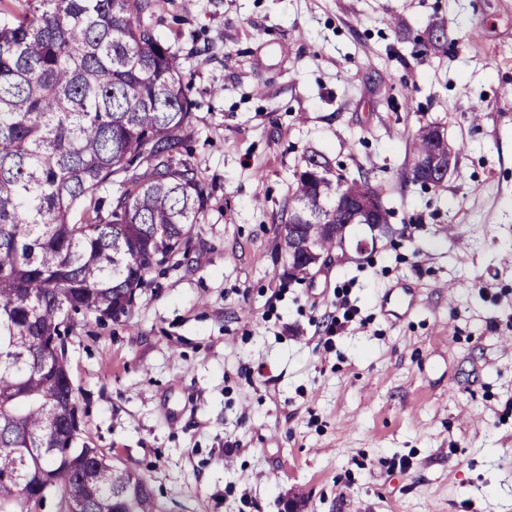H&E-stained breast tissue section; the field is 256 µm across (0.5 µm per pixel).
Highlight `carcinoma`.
Wrapping results in <instances>:
<instances>
[{
  "label": "carcinoma",
  "mask_w": 512,
  "mask_h": 512,
  "mask_svg": "<svg viewBox=\"0 0 512 512\" xmlns=\"http://www.w3.org/2000/svg\"><path fill=\"white\" fill-rule=\"evenodd\" d=\"M160 2L0 0V512L52 493L57 512H165L141 475L75 446L65 351L79 314L128 321L147 276L189 255L205 211L183 154L191 85L156 32ZM446 47L433 27L424 52ZM338 189L379 196L316 153L292 187L323 253L340 243Z\"/></svg>",
  "instance_id": "carcinoma-1"
}]
</instances>
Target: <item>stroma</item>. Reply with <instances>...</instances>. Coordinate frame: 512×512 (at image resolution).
<instances>
[{"label": "stroma", "mask_w": 512, "mask_h": 512, "mask_svg": "<svg viewBox=\"0 0 512 512\" xmlns=\"http://www.w3.org/2000/svg\"><path fill=\"white\" fill-rule=\"evenodd\" d=\"M444 26L447 52L417 38ZM209 192L188 258L67 342L80 434L166 512H512V0H165ZM441 124L442 187L411 179ZM367 172L391 234L303 278L307 159Z\"/></svg>", "instance_id": "obj_1"}]
</instances>
